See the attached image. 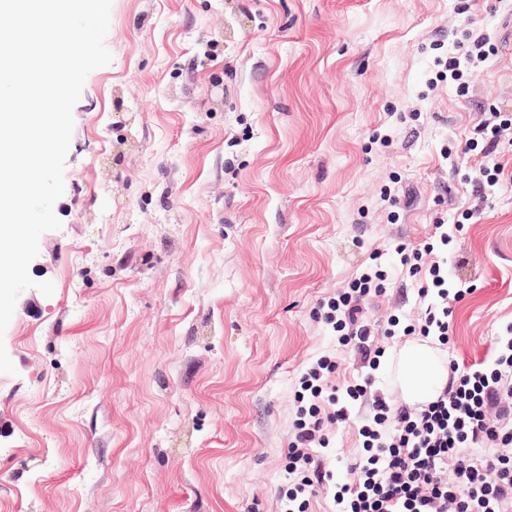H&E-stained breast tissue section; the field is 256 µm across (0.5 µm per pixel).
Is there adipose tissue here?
<instances>
[{"instance_id":"1","label":"adipose tissue","mask_w":512,"mask_h":512,"mask_svg":"<svg viewBox=\"0 0 512 512\" xmlns=\"http://www.w3.org/2000/svg\"><path fill=\"white\" fill-rule=\"evenodd\" d=\"M400 384L409 404H426L436 400L445 382L431 347L422 341L407 343L398 357Z\"/></svg>"}]
</instances>
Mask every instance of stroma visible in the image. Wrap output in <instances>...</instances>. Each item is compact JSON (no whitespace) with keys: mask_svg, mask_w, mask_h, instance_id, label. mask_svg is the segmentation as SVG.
Returning a JSON list of instances; mask_svg holds the SVG:
<instances>
[{"mask_svg":"<svg viewBox=\"0 0 512 512\" xmlns=\"http://www.w3.org/2000/svg\"><path fill=\"white\" fill-rule=\"evenodd\" d=\"M496 51L460 92L448 54ZM109 65L76 104L54 205L0 341V512H288L299 379L364 370L318 312L383 270L366 310L420 326L398 245L456 227L444 361L490 362L512 323V183L479 199L490 116L512 172V0H112ZM381 339L374 388L404 406ZM368 408L331 427L338 483Z\"/></svg>","mask_w":512,"mask_h":512,"instance_id":"1","label":"stroma"}]
</instances>
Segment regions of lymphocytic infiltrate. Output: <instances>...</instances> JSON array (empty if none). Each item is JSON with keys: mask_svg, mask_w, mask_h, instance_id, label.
<instances>
[{"mask_svg": "<svg viewBox=\"0 0 512 512\" xmlns=\"http://www.w3.org/2000/svg\"><path fill=\"white\" fill-rule=\"evenodd\" d=\"M486 140L473 179L475 192L488 195L501 184L505 167L495 157L498 127L481 123ZM400 263L409 276L428 272L430 287L419 290L428 299L422 336L449 340L448 318L452 302L463 290L446 286L440 263L422 267L420 250L398 248ZM386 275L362 274L349 292L328 302L326 322L339 333L342 345L352 346L360 361L376 367L381 347L365 317V301L382 293ZM491 365L452 374L437 400L412 413L393 408L373 391L372 380L347 386L344 394L328 390L325 375L337 364L319 358L301 378L310 404L299 407L300 420L288 450V471L298 478L288 491L289 501L316 497L331 475L323 471L318 450L327 448L325 424L350 419L354 402L368 403L371 418L361 427L365 453L347 469L353 483L338 485L333 494L336 512H512V324L495 339Z\"/></svg>", "mask_w": 512, "mask_h": 512, "instance_id": "1", "label": "lymphocytic infiltrate"}]
</instances>
